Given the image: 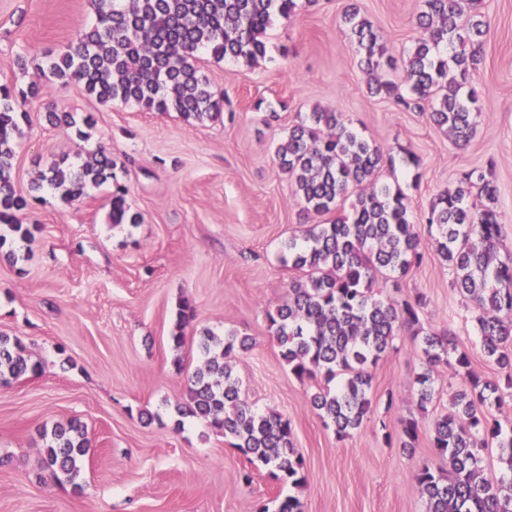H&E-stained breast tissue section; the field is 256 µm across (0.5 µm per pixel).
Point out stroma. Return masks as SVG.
Here are the masks:
<instances>
[{
    "instance_id": "obj_1",
    "label": "stroma",
    "mask_w": 512,
    "mask_h": 512,
    "mask_svg": "<svg viewBox=\"0 0 512 512\" xmlns=\"http://www.w3.org/2000/svg\"><path fill=\"white\" fill-rule=\"evenodd\" d=\"M353 5L393 54L420 36V0H319L275 20L267 55L256 64L201 55L199 67L224 107L217 119L198 123L175 112L102 105L81 85L39 70L44 52L63 49L93 21L90 0H0V85L18 90L37 80L47 90L21 124L12 172L14 188L33 196L22 221L38 230L32 240L11 238L0 249V333L20 337L42 367L38 376L0 386V512H275L278 497L288 494L305 512H426L414 475L443 465L432 448V422L448 410L461 379L437 366L435 399L420 409L413 381L423 370L421 352L400 335L371 369L375 418L344 440L323 425L309 403L319 381L291 374L265 314L285 300L297 276L281 261L284 242L333 217L302 211L274 151L314 105L342 112L393 156L419 157V170L382 172L404 190L416 216L463 170L491 168L511 247L512 0H483L490 29L477 77L480 114L463 150L421 112L368 94L342 24ZM19 53L30 59L23 71L13 65ZM53 110L92 116L93 125L78 136L49 123ZM99 148L111 153L141 223H111L107 186L71 203L47 188L31 192L39 170ZM416 230L426 244L423 263L397 281L380 277L375 296L399 302L424 294L425 330L453 331L473 370L496 378L497 366L480 347L475 309L450 288L427 226ZM183 299L196 317L178 369L168 337ZM207 330L252 337V348L233 358L243 394L253 408L288 418L305 461L303 487L278 484L221 433L178 417L174 406ZM390 392L398 400L389 408ZM143 410L153 420L141 419ZM75 418L91 443L78 491L41 469L42 428ZM407 418L419 426L411 452L398 442ZM246 468L254 473L248 485L239 480Z\"/></svg>"
}]
</instances>
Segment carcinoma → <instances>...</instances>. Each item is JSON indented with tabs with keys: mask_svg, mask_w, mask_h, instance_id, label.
Segmentation results:
<instances>
[{
	"mask_svg": "<svg viewBox=\"0 0 512 512\" xmlns=\"http://www.w3.org/2000/svg\"><path fill=\"white\" fill-rule=\"evenodd\" d=\"M318 2L92 0L95 21L62 52L46 55L44 69L63 84H81L100 104L176 112L202 123L220 115L221 99L197 66V54L256 63L267 54L275 18L287 19L297 8ZM343 22L370 94L428 114L457 147L469 144L479 101L475 74L489 32L480 0H422L417 16L422 35L400 62L357 7L345 11ZM398 67L407 97L391 79ZM43 95L44 88L35 82L17 93L0 86V247L4 230L22 240L38 230L20 219L29 201L16 193L12 169L19 121ZM49 121L79 134L80 125H91V117L65 110L50 112ZM275 157L307 213H330L355 195L349 215L309 224L301 237L284 244L283 260L301 275L291 281L287 299L266 312L269 333L297 379H339L336 389L321 387L313 393L311 407L337 438L350 436L374 414L371 367L394 348L396 336L421 337L427 368L414 380L420 408L427 409L434 399L431 367L446 363L465 384L433 426L432 448L448 470L424 466L415 476L427 512H512V477L485 472L481 456L486 448H498L499 459L512 472V433L503 435L501 424L485 413L501 405L504 396L512 397V250L500 253L504 231L492 173L477 167L463 172L454 189L433 199L424 219L435 252L453 275L451 286L477 310L482 351L501 370L498 380L471 369L469 351L454 334L424 332V295L401 302L372 295L378 276L402 277L424 259L406 195L379 180L388 162L382 148L357 133L342 113L315 106L288 127ZM114 169L112 156L101 148L77 163L63 159L50 164L39 173L35 189L48 187L71 202L110 184L111 222L137 224L140 216L127 205V190ZM194 318L193 304L182 302L177 332L169 336L174 349L184 348L185 329ZM251 346L252 338L237 330L222 338L199 337V364L188 378L185 401L175 410L224 434L250 463L267 467L275 481L301 487L306 483L304 459L288 420L258 412L242 398L230 356ZM38 370L18 337L0 335V382ZM44 437L41 468L57 482L75 484L90 448L86 427L73 419ZM417 441L418 424L409 419L400 445L412 450Z\"/></svg>",
	"mask_w": 512,
	"mask_h": 512,
	"instance_id": "obj_1",
	"label": "carcinoma"
}]
</instances>
